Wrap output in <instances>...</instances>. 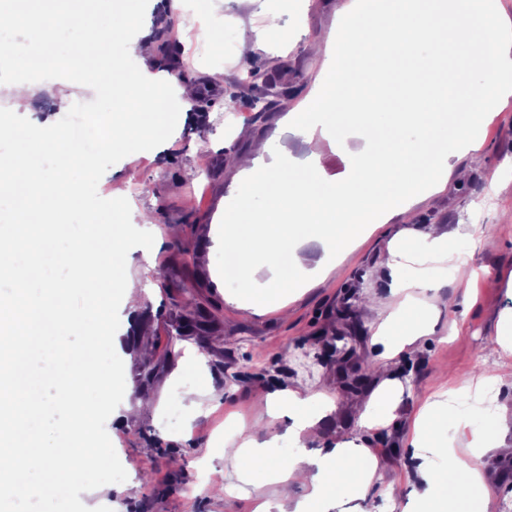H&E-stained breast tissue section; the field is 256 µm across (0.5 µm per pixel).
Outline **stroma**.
I'll return each instance as SVG.
<instances>
[{"mask_svg": "<svg viewBox=\"0 0 512 512\" xmlns=\"http://www.w3.org/2000/svg\"><path fill=\"white\" fill-rule=\"evenodd\" d=\"M67 7L97 23L127 12L134 33L148 32L156 45H169L177 60L162 69L156 58L130 56L120 72H158L169 83L197 88L190 112L180 114L165 143L123 158L98 183L105 199L116 186H137L127 196L132 222L154 235L151 249L136 247L127 256V269L142 287L140 316L150 325L143 338L153 353L150 381L140 379L132 348L141 338L127 308L119 310L115 339L125 368L124 404L146 391L157 410L121 426L107 424L128 478L81 493L82 502L112 512H252L250 487L224 462V438L232 422L242 421L256 426L258 441L274 440V453H288L289 421L269 422L268 396L299 387L349 401L312 430L306 449L351 440L375 450L386 477L403 482L398 512H414L422 484L408 444L423 405L448 391L471 395L478 382L499 376L502 384L486 388L482 402L459 411L481 427L497 408L512 409V353L494 349L498 314L512 309L506 286L512 276V104L481 124L480 150L456 158L469 171L465 181H449L433 198L372 225L347 245L327 279L286 307L258 315L224 299V199L236 176L229 161L280 150L308 159L286 115L288 108H302L329 75L325 56L308 46L334 31L337 0H289L280 37L263 35L258 0H212L203 14L193 0L164 8L152 0H69ZM202 23L221 30V38L197 39ZM74 54L61 43L54 93L87 102L86 87L104 55L78 61ZM250 69L258 70V79L239 83ZM229 96L237 101L231 112L224 109ZM258 97L267 101V111L253 110ZM433 224L450 232L453 258L435 263L434 281L413 294L431 304L434 331L383 362L373 333L402 299L401 273L389 265L388 251L402 239L418 242ZM190 308L203 313L207 325L196 335H177ZM187 348L205 356L203 376L179 371ZM388 377L403 385L394 419L383 428L360 426L361 411ZM200 382L215 396L198 414L184 409L180 396Z\"/></svg>", "mask_w": 512, "mask_h": 512, "instance_id": "1", "label": "stroma"}]
</instances>
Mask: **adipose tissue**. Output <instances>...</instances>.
<instances>
[{
  "instance_id": "ef3b65f1",
  "label": "adipose tissue",
  "mask_w": 512,
  "mask_h": 512,
  "mask_svg": "<svg viewBox=\"0 0 512 512\" xmlns=\"http://www.w3.org/2000/svg\"><path fill=\"white\" fill-rule=\"evenodd\" d=\"M22 13L32 17L30 32L41 45L17 59L22 71L49 73L57 41L67 33L81 51L108 54L88 90L106 98L125 126L101 138L103 150L130 153L142 131L166 133L167 115L155 109L160 94L154 76L120 75L114 67L129 54L149 53L148 41L130 42L124 22L90 24L60 11L56 0H12L11 9L0 10V32ZM338 17L325 45L334 74L309 97L306 109L288 111L287 119L289 130L317 154L328 143L360 141L349 177L327 178L314 164L293 168L283 157L263 167L248 158L239 164L235 204L224 211V250L233 257L237 284L226 299L256 314L285 304L308 277L328 276L329 256L369 225L386 223L442 191L457 172L454 157L478 150L482 115L512 102V20L492 0H347ZM452 49L463 56V73L423 94L422 75L447 68ZM475 73L481 83H473ZM448 132L450 146L444 142ZM255 194L262 196V207H243ZM264 270L270 277L261 285L257 276ZM431 329L429 306L409 298L374 340L386 343L389 359ZM339 408V401L302 388L271 395L270 418L290 421L293 448L286 454L268 453L251 426H234L224 440V457L238 479L252 486L255 512H341L354 498L367 501L364 512H379L377 498L399 496L400 481L376 482L383 464L369 449L343 443L315 454L306 450L307 435ZM504 421L500 413L488 427L472 431V452L463 460L448 447L445 433L451 426L467 428V421L452 418L450 405L425 406L411 442L424 483L421 512H487L491 475L483 457L490 450L512 454Z\"/></svg>"
}]
</instances>
